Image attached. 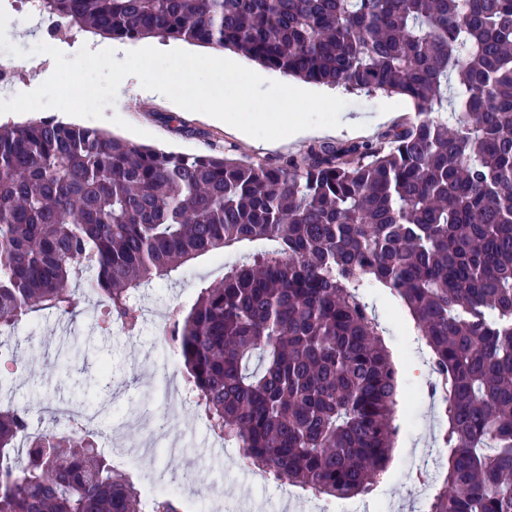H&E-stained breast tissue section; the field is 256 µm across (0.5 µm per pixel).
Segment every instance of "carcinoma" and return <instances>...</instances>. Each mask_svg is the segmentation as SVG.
Here are the masks:
<instances>
[{
  "mask_svg": "<svg viewBox=\"0 0 512 512\" xmlns=\"http://www.w3.org/2000/svg\"><path fill=\"white\" fill-rule=\"evenodd\" d=\"M81 32L244 53L309 83L403 96L379 141L281 163L137 145L55 117L0 126V337L86 295L127 336L140 291L236 243L172 312L185 385L251 465L322 498L367 492L397 433L399 371L367 289H389L447 381L429 512H512V0H38ZM99 432L0 411V512H143ZM153 512H183L173 495Z\"/></svg>",
  "mask_w": 512,
  "mask_h": 512,
  "instance_id": "obj_1",
  "label": "carcinoma"
}]
</instances>
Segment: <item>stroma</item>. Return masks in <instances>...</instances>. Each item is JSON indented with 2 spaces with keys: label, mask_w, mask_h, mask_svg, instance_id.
I'll list each match as a JSON object with an SVG mask.
<instances>
[{
  "label": "stroma",
  "mask_w": 512,
  "mask_h": 512,
  "mask_svg": "<svg viewBox=\"0 0 512 512\" xmlns=\"http://www.w3.org/2000/svg\"><path fill=\"white\" fill-rule=\"evenodd\" d=\"M136 77H128L124 88L118 89L113 106L105 108L104 116L94 125L134 143L180 152H208L232 148L244 160L278 161L307 149L310 139H301L277 148L260 139L238 138L233 127L213 122L208 115L187 111L168 101L137 94ZM321 93L339 97L346 102L343 114L360 120L380 113L391 115L392 122L413 115L412 103L398 95L381 92H348L341 88L321 86ZM252 244L226 248L221 257L202 256L186 265L171 278L155 280L142 292V303L152 312H170L174 307H191L199 287L221 281L225 266L235 263ZM370 300L385 334L382 338L400 372L403 402L396 415L400 431L390 452V461L383 475H371L373 492L377 493L388 512H418L412 494L415 470L411 465L418 449L433 448L442 426L434 401H422L410 408L407 399L430 373L429 350L419 336L407 310L388 289L376 288ZM95 298H88L83 314L75 321L44 313L24 319L4 346L8 355L0 361V381L5 396L24 403L32 410L58 400L86 396L107 403L108 419L98 427L110 431L113 422L121 420L143 401L163 403L162 394H146L148 385L162 386L166 376L182 381V362L170 361L157 336L143 330L135 342L102 331L97 325ZM67 348V365L53 371L47 363L59 348ZM244 460L221 450L200 463L193 472V486L202 489L220 484L221 500L210 503L209 512H225L226 505L252 503L266 508L276 507L277 481L260 484L241 473Z\"/></svg>",
  "instance_id": "obj_1"
}]
</instances>
